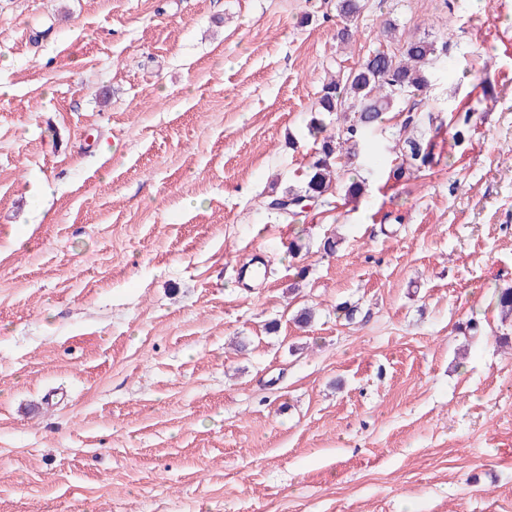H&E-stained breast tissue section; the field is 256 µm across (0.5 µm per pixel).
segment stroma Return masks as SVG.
<instances>
[{"label": "stroma", "mask_w": 512, "mask_h": 512, "mask_svg": "<svg viewBox=\"0 0 512 512\" xmlns=\"http://www.w3.org/2000/svg\"><path fill=\"white\" fill-rule=\"evenodd\" d=\"M389 22L447 61L341 159L360 198L277 218L323 83ZM342 26L0 0V512H512V0ZM411 114L432 162L397 183Z\"/></svg>", "instance_id": "obj_1"}]
</instances>
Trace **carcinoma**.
<instances>
[{
    "mask_svg": "<svg viewBox=\"0 0 512 512\" xmlns=\"http://www.w3.org/2000/svg\"><path fill=\"white\" fill-rule=\"evenodd\" d=\"M364 4L362 0H338V11L346 20L340 31L344 42L350 41L356 21ZM445 46L434 40L409 39L403 42L399 53L377 50L368 55L359 66L343 77H332L322 86L316 111L355 113L353 123L338 135L327 133L323 123L313 118L309 133L320 140L318 157L309 166L308 180L302 189L290 188L269 202V208L278 217L294 221L303 202L316 203L333 188L336 157L359 145L366 133L378 127L386 112L408 94L420 91L429 84L430 68L438 64ZM401 164L392 169L396 181L403 177L405 166L421 168L429 164L431 144L407 137L398 149Z\"/></svg>",
    "mask_w": 512,
    "mask_h": 512,
    "instance_id": "carcinoma-1",
    "label": "carcinoma"
}]
</instances>
